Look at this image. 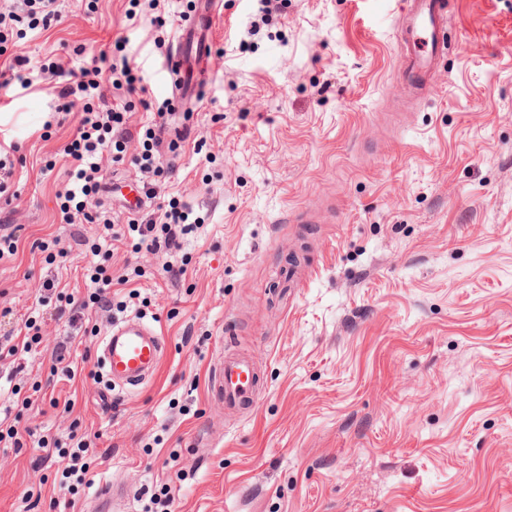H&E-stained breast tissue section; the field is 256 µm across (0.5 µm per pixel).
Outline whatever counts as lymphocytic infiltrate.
<instances>
[{
	"instance_id": "f902f5d3",
	"label": "lymphocytic infiltrate",
	"mask_w": 512,
	"mask_h": 512,
	"mask_svg": "<svg viewBox=\"0 0 512 512\" xmlns=\"http://www.w3.org/2000/svg\"><path fill=\"white\" fill-rule=\"evenodd\" d=\"M24 14L0 6V55L6 51L7 32L12 24H27L29 29L49 26L60 21L57 0H24ZM126 38H116L112 59L108 66L114 89L127 94L146 93L144 78L131 67L126 53ZM99 68H84L76 73L74 84L66 85L60 96V111H70L72 96L83 101V115L66 152L73 159L71 182L66 187L60 206L62 221L66 224H99L105 230H113L114 220L99 213H91L90 201L97 195L104 179L106 162H120L127 143L137 141L139 151L133 158L134 165L144 177L143 187L148 196H157L159 179L164 168L159 159L160 133L167 124L164 108H157L150 120L138 130L128 126L126 106L112 103L102 85ZM191 209L177 200L158 206L157 210L143 219H128L124 230L133 238L134 250L157 252L179 247L184 236L194 232L197 224L191 221Z\"/></svg>"
}]
</instances>
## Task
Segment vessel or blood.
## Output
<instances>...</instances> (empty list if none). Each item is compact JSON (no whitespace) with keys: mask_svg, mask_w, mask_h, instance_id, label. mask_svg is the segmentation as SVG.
I'll return each instance as SVG.
<instances>
[{"mask_svg":"<svg viewBox=\"0 0 512 512\" xmlns=\"http://www.w3.org/2000/svg\"><path fill=\"white\" fill-rule=\"evenodd\" d=\"M219 12L218 0H196V12L190 23L180 27L177 43L167 59V71L174 78L172 102L183 111L194 110L203 100L200 78L186 70L183 63L211 54L208 32ZM447 26L445 0H403L397 28L401 64L396 95L422 97L431 93ZM100 352L111 386L135 389L149 381L160 365L165 353L164 338L154 324L130 317L112 324L102 339ZM213 381L224 399L225 410L236 412L254 406L260 378L247 354L225 347ZM124 502L123 489L107 484L95 495L90 508L92 512H119Z\"/></svg>","mask_w":512,"mask_h":512,"instance_id":"vessel-or-blood-1","label":"vessel or blood"}]
</instances>
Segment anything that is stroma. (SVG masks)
I'll use <instances>...</instances> for the list:
<instances>
[{
  "instance_id": "1",
  "label": "stroma",
  "mask_w": 512,
  "mask_h": 512,
  "mask_svg": "<svg viewBox=\"0 0 512 512\" xmlns=\"http://www.w3.org/2000/svg\"><path fill=\"white\" fill-rule=\"evenodd\" d=\"M60 22L25 31L13 54L34 86L0 90V144L14 145L0 225V336L38 312L40 342L0 363V407L19 428L91 442L65 507L61 464L0 442V512H82L103 483L146 512L168 487L174 512H512V0H446V50L423 99L391 89L399 0H223L198 111L165 195L205 222L165 254L103 242L128 276L126 312L86 310L87 334L57 318L58 293L87 299L86 247L98 224L61 221L64 152L78 113L58 110L61 59L88 68L119 36L146 70L144 102L177 26L150 23L168 0H58ZM258 34H251V26ZM206 139L205 153L193 145ZM185 262L169 279L165 262ZM140 315L166 351L154 378L107 390L98 348ZM257 359L255 408L226 413L212 384L227 340ZM67 345L77 373L52 379ZM68 399L71 409L52 407Z\"/></svg>"
}]
</instances>
